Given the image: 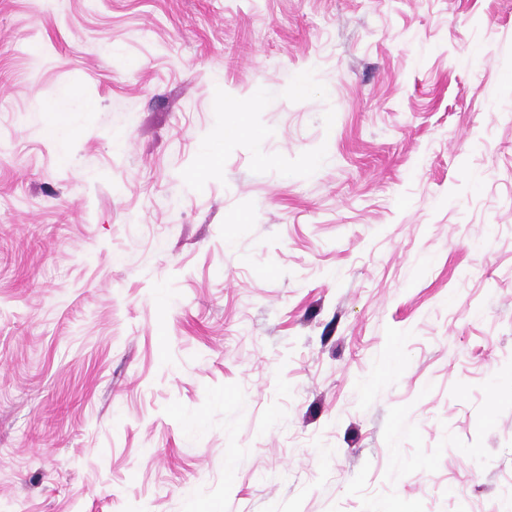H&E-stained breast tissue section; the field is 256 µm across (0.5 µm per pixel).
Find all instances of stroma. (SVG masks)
<instances>
[{
  "instance_id": "obj_1",
  "label": "stroma",
  "mask_w": 512,
  "mask_h": 512,
  "mask_svg": "<svg viewBox=\"0 0 512 512\" xmlns=\"http://www.w3.org/2000/svg\"><path fill=\"white\" fill-rule=\"evenodd\" d=\"M0 512H512V0H0ZM259 104L257 99L251 101L224 100V112L229 115L228 121L224 124V139H232L243 135L246 127L242 122L245 112H250Z\"/></svg>"
}]
</instances>
